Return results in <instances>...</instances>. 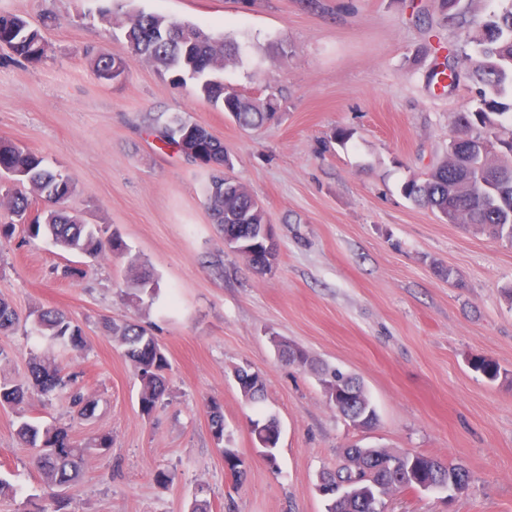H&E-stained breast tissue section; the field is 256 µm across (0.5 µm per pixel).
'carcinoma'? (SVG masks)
I'll return each mask as SVG.
<instances>
[{
  "mask_svg": "<svg viewBox=\"0 0 512 512\" xmlns=\"http://www.w3.org/2000/svg\"><path fill=\"white\" fill-rule=\"evenodd\" d=\"M471 0H442L448 27L467 30V39L461 53L450 56L442 68L433 71L446 88L452 89L462 77L461 68L468 66L469 78L479 86V106L459 117L460 135H474L500 139L509 134L507 150L493 160V189L485 192L479 183L477 164L470 158L464 165L443 160L423 178H412L404 183L406 198L437 211L443 220L453 219L455 224H481L497 239L512 243V0H498L500 6L478 18L469 11ZM125 40L127 53L136 59L151 61L158 70L169 76L172 84L182 86L192 83L199 96L213 107L225 112L242 128L263 125L276 111L273 103L279 102L276 94L267 95L256 104L241 94L224 92V77L220 69L237 60L236 43L222 35L205 32L198 25L168 18L156 13L134 11L129 15ZM0 47L9 51V58L19 65H35L43 61L49 43L42 30L17 15L0 14ZM197 58H207L218 64L219 71L202 75L192 69ZM125 59L107 51H100L93 59L97 78L112 79V68ZM191 131L194 143L211 158L224 156V143L202 126L192 123L179 114L163 120L155 119L147 131L158 142L169 147L177 138ZM14 173L11 181L28 185L29 192L3 187L0 184V206L6 207L7 217L0 220V240L13 237L17 225L24 226L28 237L46 236L66 251H74L96 258L108 251L121 255L126 244L121 235L109 228L92 227L82 223L64 203L72 193L70 179L61 172L43 164L35 153L12 142L0 140V172ZM47 197L58 203V208L43 214L33 213L37 198ZM206 205L214 223L227 237L243 238L246 225L267 223L265 213L254 196L240 184L224 189V173L211 172L206 189ZM18 324L11 305L0 300V333L12 330ZM36 331L50 337L63 347L78 349L83 346L82 327L61 312L40 310L34 321ZM107 331L124 347L125 357L132 363L139 380L138 404L142 415H151L168 388L169 360L154 336L133 322H114ZM323 384L331 388H344L351 376L336 368L316 369ZM234 377L241 396L249 403L259 402L265 392L263 377L245 366L234 369ZM32 384L0 385V405L16 407L23 404L32 391L43 396L66 391L71 407L81 416L94 410L93 403L74 387L73 376L50 358L33 363L30 372ZM357 398L351 402L339 399L333 408L339 415L352 414L364 427L377 422L376 409L366 394L358 388ZM211 430L217 444L224 443V413L220 403L207 406ZM252 434L266 447L255 444L267 453V459L277 462L280 437L275 418L253 421ZM21 443L34 449L35 464L45 484L64 490L79 481L86 460L94 453L112 448V438L103 434L92 442L81 445L74 441L66 427L44 428L23 421L17 429ZM224 463L236 473L240 484L246 474L242 468L243 457L235 448H222ZM348 463L331 472L332 482H350L355 471L371 468L372 457L359 449L347 450ZM419 463L437 482L454 479L468 483V473L453 467L446 469L436 458L419 455ZM326 512H367L365 499L358 496H330Z\"/></svg>",
  "mask_w": 512,
  "mask_h": 512,
  "instance_id": "obj_1",
  "label": "carcinoma"
}]
</instances>
